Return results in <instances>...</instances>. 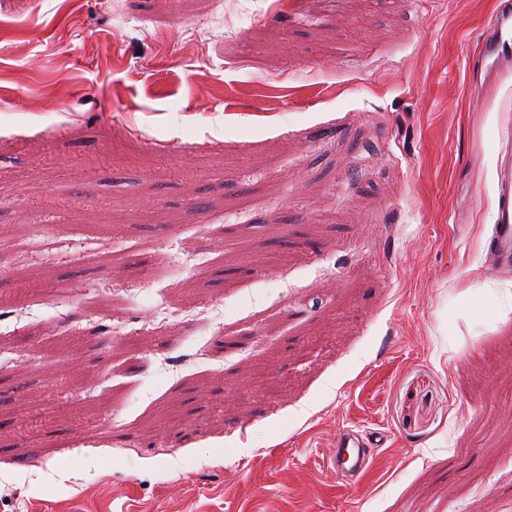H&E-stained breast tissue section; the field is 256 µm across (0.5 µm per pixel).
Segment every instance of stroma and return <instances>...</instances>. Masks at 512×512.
I'll list each match as a JSON object with an SVG mask.
<instances>
[{
	"instance_id": "obj_1",
	"label": "stroma",
	"mask_w": 512,
	"mask_h": 512,
	"mask_svg": "<svg viewBox=\"0 0 512 512\" xmlns=\"http://www.w3.org/2000/svg\"><path fill=\"white\" fill-rule=\"evenodd\" d=\"M501 5L0 16L8 512H512ZM346 428L386 437L352 484ZM491 27L498 33V41L489 42L483 39L482 54L484 62H488L492 68L507 70L511 66V60L500 52V45L512 39V11H502L491 22ZM505 38V40H504ZM485 187H486V208H487V219L486 223L497 216L501 204V195L498 188V178L495 168L488 169L485 175ZM492 241L502 263L510 265L512 262V214L507 207L501 212L494 225Z\"/></svg>"
}]
</instances>
